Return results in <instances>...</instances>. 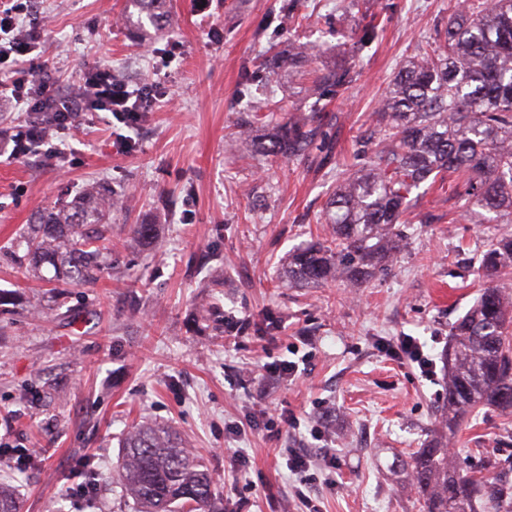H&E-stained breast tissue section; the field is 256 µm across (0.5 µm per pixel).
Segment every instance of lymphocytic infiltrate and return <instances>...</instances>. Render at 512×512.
<instances>
[{
    "label": "lymphocytic infiltrate",
    "instance_id": "1",
    "mask_svg": "<svg viewBox=\"0 0 512 512\" xmlns=\"http://www.w3.org/2000/svg\"><path fill=\"white\" fill-rule=\"evenodd\" d=\"M34 14L33 0H10L7 7L0 9V65L14 66L10 77L0 82V103L14 105L30 117L0 147V157L17 160L43 153L64 159V152L52 147L51 141L79 117L104 112L134 128L143 114L151 111L156 99L166 96L167 90L160 81L151 78L132 85L116 78L106 66L85 71L81 95L65 93L40 60L43 31ZM39 114L48 115L46 124L36 123Z\"/></svg>",
    "mask_w": 512,
    "mask_h": 512
}]
</instances>
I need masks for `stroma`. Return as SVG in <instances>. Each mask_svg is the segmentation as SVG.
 <instances>
[{"mask_svg":"<svg viewBox=\"0 0 512 512\" xmlns=\"http://www.w3.org/2000/svg\"><path fill=\"white\" fill-rule=\"evenodd\" d=\"M283 0H171L169 27L140 43L119 25L127 0H39L41 60L62 90L109 66L124 80L150 77L155 61L173 99H159L131 130L103 114L58 135L64 164L46 157L0 161V448L28 449L16 475L20 512H135L119 483H98L94 506L74 499L83 463L113 472L118 439L136 420L171 424L212 474L227 512H301L289 490L292 450L333 448L314 468L321 512H419L402 459L436 427L442 371L421 375L394 356L415 337L440 362L452 322L482 282L472 269L502 224L470 223L461 182L430 189L418 210L432 224H405L387 276L358 288L288 284L289 251L328 237L317 217L336 172L316 156L267 159L235 140L253 98L284 110L303 103L317 69L351 64L354 82L327 108L337 158L355 169L353 139L366 129L398 69L448 21V0H301L287 26ZM377 38L354 42L365 15ZM296 44L312 65L266 83L253 65L271 46ZM129 138L130 152L118 143ZM120 195L112 213V270L73 288L57 306L54 283L8 252L33 215L86 186ZM135 224L155 227L152 243ZM136 296L135 310L127 299ZM291 376L274 373L281 361ZM299 418L292 431L268 405ZM464 473L485 475L486 457L512 458V416L481 410L450 441Z\"/></svg>","mask_w":512,"mask_h":512,"instance_id":"1","label":"stroma"}]
</instances>
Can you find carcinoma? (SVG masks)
<instances>
[{"mask_svg": "<svg viewBox=\"0 0 512 512\" xmlns=\"http://www.w3.org/2000/svg\"><path fill=\"white\" fill-rule=\"evenodd\" d=\"M124 26L147 40L169 23L167 0H128ZM438 45L424 49L391 80L369 133L355 137L360 168L340 167L333 147L321 146L320 164L336 169V186L319 217L331 240L288 254V280L317 287L340 280L362 285L385 275L401 250L398 225L409 224L411 194L455 177L464 183L461 208L473 224H512V0H448V24ZM301 52L263 58L253 80L282 68L303 67ZM353 79L347 66L319 70L306 112L275 123L259 101L247 109L241 134L265 157L309 152L321 136L320 114ZM108 186L91 187L70 202L43 211L15 244L22 265L50 268L53 280L94 284L108 274L103 250L112 237L116 206ZM477 273L483 288L450 329L448 382L442 418L448 432L483 408L512 414V234L483 251ZM448 445L433 443L403 462L424 512H492L507 495L460 471ZM118 482L137 512H224L210 472L168 426L133 425L121 441ZM0 512H19L12 488L0 482Z\"/></svg>", "mask_w": 512, "mask_h": 512, "instance_id": "1", "label": "carcinoma"}]
</instances>
